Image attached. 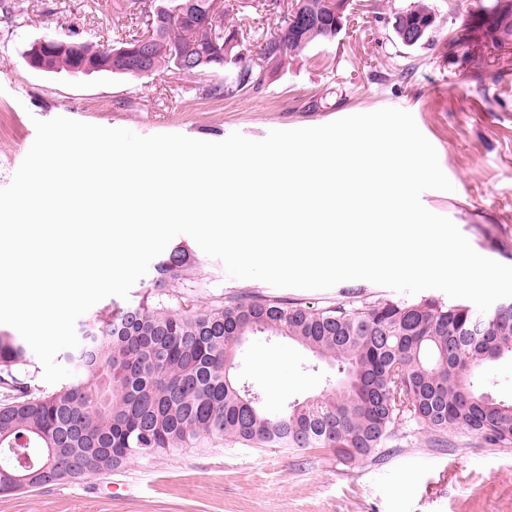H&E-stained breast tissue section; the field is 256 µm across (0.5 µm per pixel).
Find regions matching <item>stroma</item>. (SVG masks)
<instances>
[{
	"mask_svg": "<svg viewBox=\"0 0 512 512\" xmlns=\"http://www.w3.org/2000/svg\"><path fill=\"white\" fill-rule=\"evenodd\" d=\"M0 17V188L10 184L34 139V120L58 116L141 136L178 133L217 142L238 132L260 140L296 129L392 107L410 112L435 147L455 194L432 191L425 206L449 218L482 256L512 265V62L466 55L457 38L492 0H348L335 39L318 42L267 70L258 89L218 93L229 74L161 70L140 78L109 72L32 68L29 46L45 37L113 44L144 31L119 0H17ZM223 0L226 25L249 42L273 33L291 0H260L238 10ZM426 4L436 26L404 46L396 16ZM198 283L187 307L207 309L245 291L321 306L351 292L397 298L365 280L325 290L276 288L234 279L223 262L198 253ZM266 368H258V359ZM244 375L268 409L320 393L335 370L315 364L303 347L262 334L250 337ZM444 446L409 420L397 423L382 452L352 463L325 448L289 450L222 438L137 458L74 482L0 494V512H512V445L491 446L452 429Z\"/></svg>",
	"mask_w": 512,
	"mask_h": 512,
	"instance_id": "35a3bbf8",
	"label": "stroma"
}]
</instances>
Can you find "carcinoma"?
<instances>
[{
    "instance_id": "obj_1",
    "label": "carcinoma",
    "mask_w": 512,
    "mask_h": 512,
    "mask_svg": "<svg viewBox=\"0 0 512 512\" xmlns=\"http://www.w3.org/2000/svg\"><path fill=\"white\" fill-rule=\"evenodd\" d=\"M125 0L135 15L151 10L152 70L194 74L212 67L235 73L226 95L262 83L265 69L336 37V16L325 0H294L292 19L265 37L252 61L239 30L224 25L211 0ZM501 7L481 9L483 36L463 39L469 54L512 46V20L492 25ZM435 17L422 4L395 18V32L426 35ZM134 35L112 46L81 43L76 55L55 56V70L82 72L84 61L112 58L106 72L141 77L131 60ZM185 246L155 266L136 305L114 306L85 328V353L71 360L72 376L52 392L36 383L24 341L0 333V472L44 476L41 487L81 480L125 466L135 457L187 448L201 439L281 448H331L349 462L381 448L401 417L437 436L459 429L493 446L512 444V401L496 400L480 382L482 368L512 359V308L480 312L435 298L369 300L357 295L315 307L278 296H229L202 311L172 306L197 275ZM294 342L336 366L322 392L265 410L263 393L240 372L249 336ZM64 448L63 454L51 452Z\"/></svg>"
}]
</instances>
